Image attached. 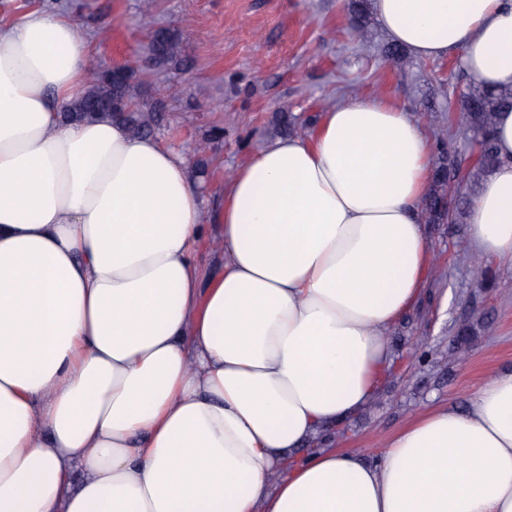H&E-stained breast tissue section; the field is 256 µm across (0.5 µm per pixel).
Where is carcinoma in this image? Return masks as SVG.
<instances>
[{
	"label": "carcinoma",
	"mask_w": 512,
	"mask_h": 512,
	"mask_svg": "<svg viewBox=\"0 0 512 512\" xmlns=\"http://www.w3.org/2000/svg\"><path fill=\"white\" fill-rule=\"evenodd\" d=\"M352 27L363 44L373 40L372 18L366 0H348L345 4ZM149 50L151 60L158 68H176L183 65L182 34L173 25L153 28L150 31ZM143 81L134 71L116 81L108 76L98 57L90 59L87 87L76 100L62 112L64 119L80 120L97 114H110L121 119L137 135H150L160 125L162 103L152 109H141ZM460 98V131L473 140L477 149L476 164L472 170L462 172L461 162L449 148L440 150L434 159L433 180L428 193L422 199L420 218L424 224H460L463 208L456 202L460 194L469 198L476 195L479 177L498 160L493 129L499 113L512 110V88L491 90L478 82L452 85ZM277 133L299 135L305 126L297 124L286 113L276 116ZM477 336V324L461 323L453 336L451 351L463 354L470 349Z\"/></svg>",
	"instance_id": "cac0c4a2"
}]
</instances>
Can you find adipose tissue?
Listing matches in <instances>:
<instances>
[{
	"label": "adipose tissue",
	"mask_w": 512,
	"mask_h": 512,
	"mask_svg": "<svg viewBox=\"0 0 512 512\" xmlns=\"http://www.w3.org/2000/svg\"><path fill=\"white\" fill-rule=\"evenodd\" d=\"M371 10L407 53L512 88V0ZM90 58L71 13L0 21V512H512V369L378 455L324 437L371 403L425 295L412 112L353 98L269 141L211 225L185 154L62 118ZM494 136L469 232L512 259V111Z\"/></svg>",
	"instance_id": "adipose-tissue-1"
}]
</instances>
